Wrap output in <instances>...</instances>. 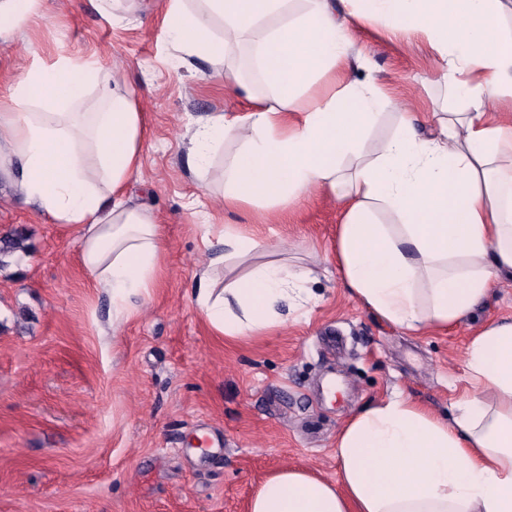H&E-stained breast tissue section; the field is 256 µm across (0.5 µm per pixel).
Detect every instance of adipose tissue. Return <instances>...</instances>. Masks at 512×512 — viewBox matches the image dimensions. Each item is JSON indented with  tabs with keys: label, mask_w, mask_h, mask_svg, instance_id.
<instances>
[{
	"label": "adipose tissue",
	"mask_w": 512,
	"mask_h": 512,
	"mask_svg": "<svg viewBox=\"0 0 512 512\" xmlns=\"http://www.w3.org/2000/svg\"><path fill=\"white\" fill-rule=\"evenodd\" d=\"M163 3L162 40L206 58L210 76L242 97L241 112L192 125L188 156L200 184L226 143L222 205L283 214L306 193L336 199V267L351 296L411 335L448 329L512 277V0H138ZM423 34L433 83L463 112L396 116L368 142L389 97L350 75V22ZM93 111H83L92 87ZM146 121L116 67L59 55L32 61L0 93V182L74 231L80 264L112 296L120 323L132 296L161 274L166 246L154 212L132 205ZM195 303L225 340L281 324L282 303L314 305L309 273L256 261L260 243L232 224L208 225ZM231 260L247 269L217 277ZM470 396L452 420L400 392L352 416L336 435L338 478L299 468L269 477L247 512H512V322L488 324L468 346Z\"/></svg>",
	"instance_id": "ef3b65f1"
}]
</instances>
